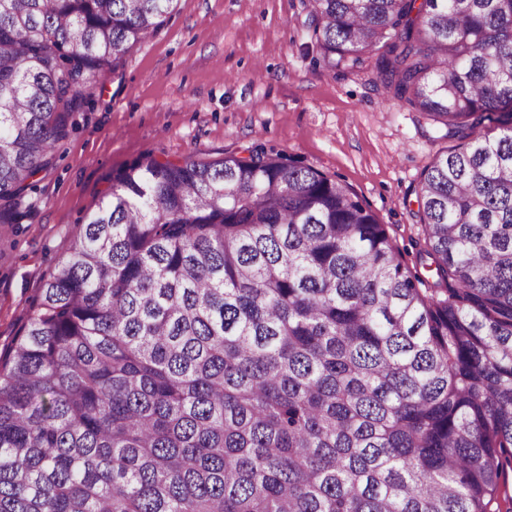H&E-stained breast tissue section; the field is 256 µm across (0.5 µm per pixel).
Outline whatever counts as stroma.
Segmentation results:
<instances>
[{
    "mask_svg": "<svg viewBox=\"0 0 512 512\" xmlns=\"http://www.w3.org/2000/svg\"><path fill=\"white\" fill-rule=\"evenodd\" d=\"M306 19L303 0H178L100 77L15 222L0 224V350L113 174L145 157L274 150L351 186L415 264L418 184L452 142L384 102L367 69L329 73Z\"/></svg>",
    "mask_w": 512,
    "mask_h": 512,
    "instance_id": "obj_1",
    "label": "stroma"
}]
</instances>
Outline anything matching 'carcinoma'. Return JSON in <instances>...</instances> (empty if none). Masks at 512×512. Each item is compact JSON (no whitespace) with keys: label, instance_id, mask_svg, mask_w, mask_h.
<instances>
[{"label":"carcinoma","instance_id":"carcinoma-1","mask_svg":"<svg viewBox=\"0 0 512 512\" xmlns=\"http://www.w3.org/2000/svg\"><path fill=\"white\" fill-rule=\"evenodd\" d=\"M177 0H0V224ZM459 144L412 270L262 147L112 177L0 356V512H494L512 462V0H308ZM497 124L500 134L483 131Z\"/></svg>","mask_w":512,"mask_h":512}]
</instances>
